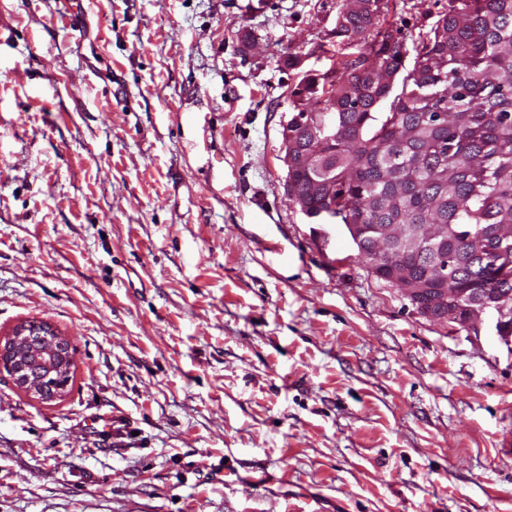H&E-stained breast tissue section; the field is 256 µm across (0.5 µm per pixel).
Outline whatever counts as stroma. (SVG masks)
<instances>
[{"label":"stroma","mask_w":512,"mask_h":512,"mask_svg":"<svg viewBox=\"0 0 512 512\" xmlns=\"http://www.w3.org/2000/svg\"><path fill=\"white\" fill-rule=\"evenodd\" d=\"M383 2L413 65L448 0ZM342 7L0 0V341L73 356L49 402L0 369V512H512V353L286 195Z\"/></svg>","instance_id":"35a3bbf8"}]
</instances>
